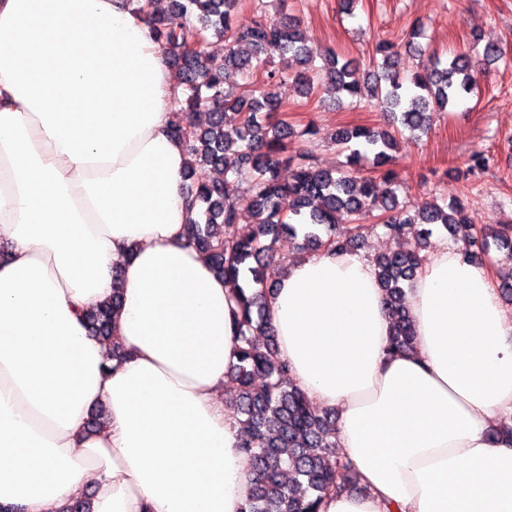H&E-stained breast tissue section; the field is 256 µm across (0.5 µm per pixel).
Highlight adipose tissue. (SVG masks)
<instances>
[{"label": "adipose tissue", "instance_id": "adipose-tissue-1", "mask_svg": "<svg viewBox=\"0 0 512 512\" xmlns=\"http://www.w3.org/2000/svg\"><path fill=\"white\" fill-rule=\"evenodd\" d=\"M182 87L133 0H0V506L241 512L255 473L224 405L235 305L187 240ZM121 289L112 340L86 311ZM390 350L373 264L299 257L268 301L278 352L365 491L321 512H512V316L439 245ZM125 352L112 357L113 344ZM105 416L95 431L91 409Z\"/></svg>", "mask_w": 512, "mask_h": 512}]
</instances>
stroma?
Returning a JSON list of instances; mask_svg holds the SVG:
<instances>
[{
  "label": "stroma",
  "instance_id": "35a3bbf8",
  "mask_svg": "<svg viewBox=\"0 0 512 512\" xmlns=\"http://www.w3.org/2000/svg\"><path fill=\"white\" fill-rule=\"evenodd\" d=\"M299 17L312 44L328 47L356 62V79L366 77L365 61L376 37L399 39L413 21L424 25L422 43L440 55L459 51L482 57L485 45L495 44L501 58L488 69L476 96L460 104L454 114L439 113L427 135L415 139L402 135L396 150L401 181L400 198L422 206L440 193L463 197L472 223L512 226V0H356L352 10L342 0H284L271 18ZM282 119L296 129L316 125L320 140L291 141L299 153L313 150L324 168L344 159L329 136L347 126H381L383 116L364 104L350 109L334 106V93L316 89L303 103L295 83L281 85ZM475 152L491 158L485 172L463 175L467 157Z\"/></svg>",
  "mask_w": 512,
  "mask_h": 512
}]
</instances>
